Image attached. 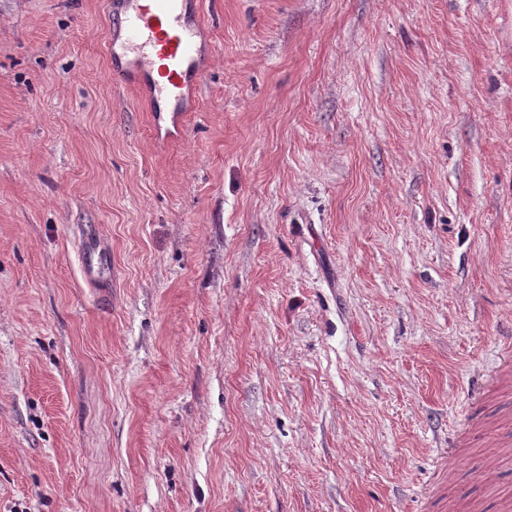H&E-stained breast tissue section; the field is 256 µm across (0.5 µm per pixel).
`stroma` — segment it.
Listing matches in <instances>:
<instances>
[{
  "label": "stroma",
  "mask_w": 512,
  "mask_h": 512,
  "mask_svg": "<svg viewBox=\"0 0 512 512\" xmlns=\"http://www.w3.org/2000/svg\"><path fill=\"white\" fill-rule=\"evenodd\" d=\"M200 23L167 144L0 0V512H512V0Z\"/></svg>",
  "instance_id": "35a3bbf8"
}]
</instances>
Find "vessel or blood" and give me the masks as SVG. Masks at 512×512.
I'll return each instance as SVG.
<instances>
[{
	"label": "vessel or blood",
	"instance_id": "1",
	"mask_svg": "<svg viewBox=\"0 0 512 512\" xmlns=\"http://www.w3.org/2000/svg\"><path fill=\"white\" fill-rule=\"evenodd\" d=\"M191 0H115L121 33L110 43L113 75L128 73L149 103L184 112L189 90L202 75V28L190 20Z\"/></svg>",
	"mask_w": 512,
	"mask_h": 512
}]
</instances>
